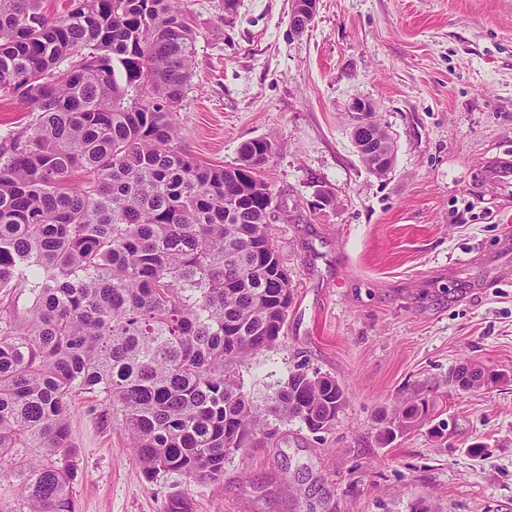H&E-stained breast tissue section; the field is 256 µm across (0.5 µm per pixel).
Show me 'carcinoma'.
<instances>
[{
    "instance_id": "1",
    "label": "carcinoma",
    "mask_w": 512,
    "mask_h": 512,
    "mask_svg": "<svg viewBox=\"0 0 512 512\" xmlns=\"http://www.w3.org/2000/svg\"><path fill=\"white\" fill-rule=\"evenodd\" d=\"M180 0H0V97L27 106L0 138V460L11 512H76L73 394L123 412L147 477L215 482L224 459L292 420L317 433L346 403L334 378L289 374L256 404L241 382L292 300L258 166L199 160L177 111L195 65ZM424 399L395 413L425 418Z\"/></svg>"
}]
</instances>
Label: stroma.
Here are the masks:
<instances>
[{"label": "stroma", "instance_id": "stroma-1", "mask_svg": "<svg viewBox=\"0 0 512 512\" xmlns=\"http://www.w3.org/2000/svg\"><path fill=\"white\" fill-rule=\"evenodd\" d=\"M183 6L196 54L181 145L229 167L245 140L274 143L260 175L294 299L244 387L263 402L300 368L347 401L329 431L281 425L197 483L147 478L120 412L79 394L77 512H512V187L481 179L512 160V0H319L300 33L292 0ZM359 99L393 144L382 175L351 139ZM465 363L506 380L455 391ZM405 398L428 415L379 445Z\"/></svg>", "mask_w": 512, "mask_h": 512}]
</instances>
